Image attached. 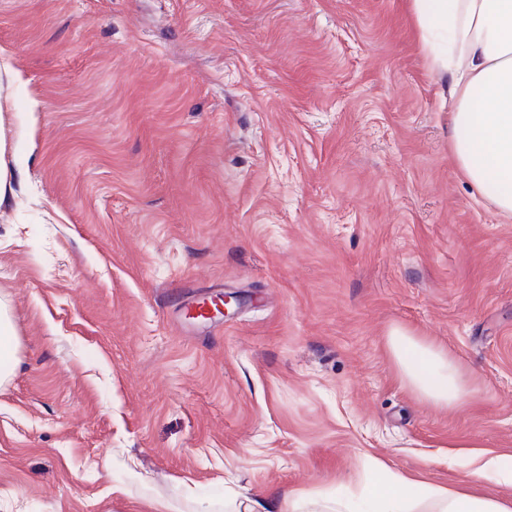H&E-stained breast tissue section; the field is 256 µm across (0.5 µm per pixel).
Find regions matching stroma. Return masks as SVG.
<instances>
[{"label": "stroma", "mask_w": 512, "mask_h": 512, "mask_svg": "<svg viewBox=\"0 0 512 512\" xmlns=\"http://www.w3.org/2000/svg\"><path fill=\"white\" fill-rule=\"evenodd\" d=\"M0 139V512L512 458V220L455 162L409 0H0ZM395 325L472 397L403 382ZM14 326L11 314L4 304H0V384L13 372L15 365Z\"/></svg>", "instance_id": "35a3bbf8"}]
</instances>
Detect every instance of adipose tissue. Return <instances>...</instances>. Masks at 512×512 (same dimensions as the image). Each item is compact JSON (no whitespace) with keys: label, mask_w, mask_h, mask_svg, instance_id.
Listing matches in <instances>:
<instances>
[{"label":"adipose tissue","mask_w":512,"mask_h":512,"mask_svg":"<svg viewBox=\"0 0 512 512\" xmlns=\"http://www.w3.org/2000/svg\"><path fill=\"white\" fill-rule=\"evenodd\" d=\"M433 71L448 78L450 143L465 178L512 219V0H410ZM388 348L403 380L440 407L471 388L441 347L400 326ZM359 507L341 498L302 496L275 508L267 499L225 502V512H512V496L433 485L375 465Z\"/></svg>","instance_id":"adipose-tissue-1"}]
</instances>
